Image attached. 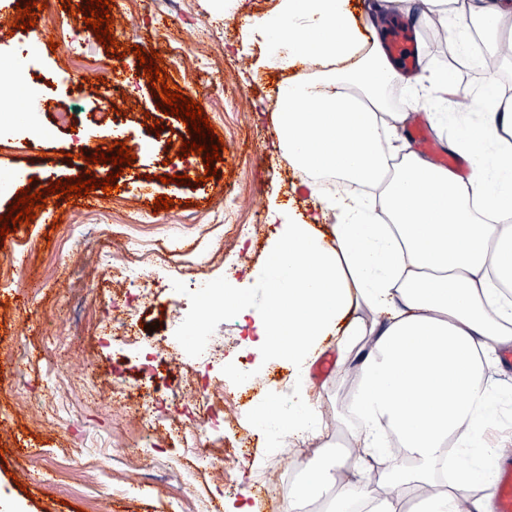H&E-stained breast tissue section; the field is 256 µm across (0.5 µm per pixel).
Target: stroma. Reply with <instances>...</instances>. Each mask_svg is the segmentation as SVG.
Masks as SVG:
<instances>
[{
	"instance_id": "stroma-1",
	"label": "stroma",
	"mask_w": 512,
	"mask_h": 512,
	"mask_svg": "<svg viewBox=\"0 0 512 512\" xmlns=\"http://www.w3.org/2000/svg\"><path fill=\"white\" fill-rule=\"evenodd\" d=\"M87 0H46L29 30L0 25V56L12 54L21 39L40 40L46 30L57 31L61 42L42 52L32 67L48 80L49 109L75 113V130H63L48 141H32L23 122L0 129V169L18 172L8 192L0 193V217L7 215L15 196L24 189L47 191L55 206L54 220L36 210L30 224L0 237V269L16 268L14 282L0 285V512H170L172 499L191 496L189 512H239L244 505L256 512H283L289 478L298 463L319 458L336 442L335 427L307 440L299 452L273 462L266 435L253 428V403L259 397H278L288 387V365L264 369L254 387H239L236 363H255L244 335L232 315L211 319L213 335L224 338V355L207 367L221 379L230 405V426L223 442L207 441L214 456L209 469L185 479L182 471L163 467L166 459H180L182 450L166 441L151 454L129 459L143 432L139 418L111 403L121 388L132 395L145 393L138 364L124 343L123 332L112 328V299L117 283L100 279L92 262L74 263V244L97 249L106 239L99 224H124L130 236L161 244L171 236L208 235L221 259L205 268L207 280L232 285L254 304H262L264 287L252 276L267 261V247L276 232L269 222L275 204H294L303 180L279 147L274 115L277 87L283 76L266 66L263 40L247 38L244 18L272 14L278 0H235L226 12L223 0H114L110 11L119 34L123 58L111 57L92 29L75 21L71 8ZM385 41L426 43L429 57L448 67L449 43L432 39L427 29L401 17H385ZM158 52L159 68L167 72L184 97L195 100L215 127L224 145L212 180L181 184L179 169L204 171L200 154H182L187 127L165 114L155 88L148 82L139 53ZM112 68L116 77L98 96L83 93L87 77ZM117 104L116 121L123 142L141 144L131 165L119 174L118 191L107 195L104 207L94 209L51 194V182L92 175L102 178L113 164L79 159L80 145L108 151L114 141L109 126L100 123L101 109ZM159 131H152V124ZM167 196L169 210L158 211L154 201ZM236 200L240 223L258 225L255 240L236 237L231 225L209 228L211 215ZM150 213L151 223L135 221L136 213ZM175 259L154 266L150 286L152 308L138 312L134 335L153 347L155 360L169 368L175 382L193 379L196 364L176 359L167 342L174 337L176 309L195 308L192 285L200 272L185 273L180 296L167 294L164 284ZM338 354L328 345L312 368L318 407L324 416L344 414L349 389L337 383ZM96 457L99 469L88 474L83 459ZM280 487L276 496L258 492L255 475Z\"/></svg>"
}]
</instances>
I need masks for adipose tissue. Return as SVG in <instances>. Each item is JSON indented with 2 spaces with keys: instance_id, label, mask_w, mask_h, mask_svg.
I'll return each instance as SVG.
<instances>
[{
  "instance_id": "adipose-tissue-1",
  "label": "adipose tissue",
  "mask_w": 512,
  "mask_h": 512,
  "mask_svg": "<svg viewBox=\"0 0 512 512\" xmlns=\"http://www.w3.org/2000/svg\"><path fill=\"white\" fill-rule=\"evenodd\" d=\"M424 4L431 34L465 41L476 28L488 42L478 63L488 110L471 136L448 143L471 160L465 177L411 150L412 113L386 101L400 80L419 102L447 101L453 83L430 70L424 47L408 77L381 35L355 53L361 34L349 0H281L274 17L252 23L263 36L270 25L280 30L269 65L305 69L278 90L276 135L295 166L308 178L330 172L380 190L373 201L313 188L322 214L336 218L326 233L291 213L274 216L282 229L253 313V350L265 363L288 362V403L303 413L273 447H297L326 427L309 394L326 338L336 339L337 379L353 385L338 450L306 466L284 512L313 501L323 512H493L494 462L512 447L511 436L487 437L512 405V382L487 375L512 351V92L498 81L512 63V0H467L461 11L450 0ZM450 451L455 476L433 489ZM371 457L387 461L376 478L365 467Z\"/></svg>"
}]
</instances>
